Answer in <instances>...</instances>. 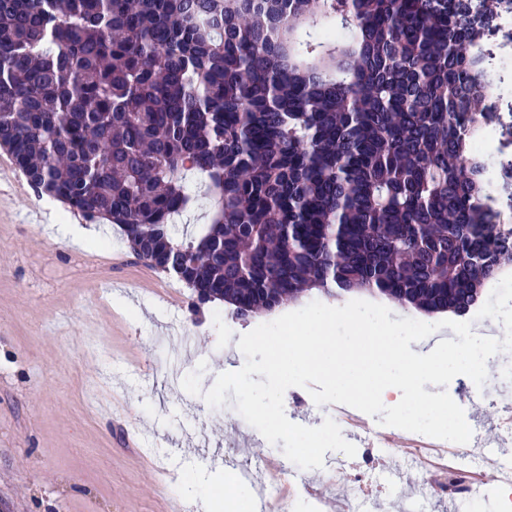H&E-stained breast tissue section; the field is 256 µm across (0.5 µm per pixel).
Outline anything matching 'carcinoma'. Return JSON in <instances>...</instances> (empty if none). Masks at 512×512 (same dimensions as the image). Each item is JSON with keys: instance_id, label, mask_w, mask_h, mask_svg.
<instances>
[{"instance_id": "carcinoma-1", "label": "carcinoma", "mask_w": 512, "mask_h": 512, "mask_svg": "<svg viewBox=\"0 0 512 512\" xmlns=\"http://www.w3.org/2000/svg\"><path fill=\"white\" fill-rule=\"evenodd\" d=\"M497 2L0 0V148L238 318L312 290L463 317L512 269L474 156ZM187 189L193 197L197 199L195 209L187 216L184 217L179 224V234H181L184 224H197V229L202 227V224H207L205 217L211 209V199L207 194L205 180L201 177H193L187 183Z\"/></svg>"}]
</instances>
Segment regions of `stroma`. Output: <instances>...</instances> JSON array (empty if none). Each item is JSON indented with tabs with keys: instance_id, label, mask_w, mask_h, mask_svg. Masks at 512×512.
Instances as JSON below:
<instances>
[{
	"instance_id": "obj_1",
	"label": "stroma",
	"mask_w": 512,
	"mask_h": 512,
	"mask_svg": "<svg viewBox=\"0 0 512 512\" xmlns=\"http://www.w3.org/2000/svg\"><path fill=\"white\" fill-rule=\"evenodd\" d=\"M493 97L488 144L492 170L512 158V72ZM50 203L0 150V512H197L187 481L196 470L218 480L250 471L269 480L264 463L282 465L287 480L266 512H328L300 487L335 474L336 452L320 469H302L237 412L220 408L181 382L200 372L203 391L239 370L242 334L275 320H245L217 304L198 303L191 288L130 250L121 229L82 220L97 236L80 245L48 229ZM205 371H198V364ZM287 418L316 427L330 412L309 393L284 394ZM351 512H401L426 479L396 449ZM406 466L402 483L389 469Z\"/></svg>"
}]
</instances>
